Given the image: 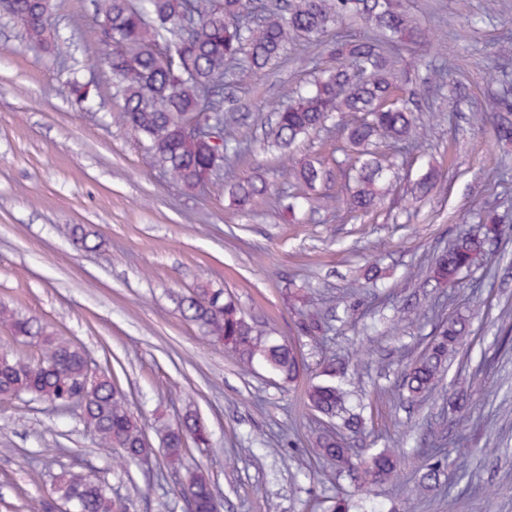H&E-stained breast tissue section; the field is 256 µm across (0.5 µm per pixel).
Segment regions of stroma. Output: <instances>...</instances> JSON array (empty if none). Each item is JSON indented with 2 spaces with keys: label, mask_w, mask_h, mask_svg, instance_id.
<instances>
[{
  "label": "stroma",
  "mask_w": 512,
  "mask_h": 512,
  "mask_svg": "<svg viewBox=\"0 0 512 512\" xmlns=\"http://www.w3.org/2000/svg\"><path fill=\"white\" fill-rule=\"evenodd\" d=\"M429 30L426 45L398 63L405 87L424 105L432 128L422 153L398 155L399 179L378 212L354 217L313 206L283 213L277 199L238 208L225 192L238 177L261 174L281 194L294 191L289 171L302 161L341 160L346 144L334 127L311 132L290 151L260 141L272 109L327 66L322 47L290 42L280 64L236 90V121L250 154L231 161L201 189L169 182L143 140L117 118L108 75L96 65L99 22L92 0H56L47 28L62 50L28 44L22 27L0 16V303L47 323L84 348L94 367L115 375L152 446L163 427L196 412L210 433L191 447L182 472L161 474L158 456L124 465L97 453L77 412H56L21 397L0 401V512H42L57 475L94 471L151 512L169 493V512H184L173 490L183 473L209 474L221 512H325L331 498L353 496L356 512H512V346L497 339L498 315L512 310V146L474 121L512 61L499 54L512 32V0H402ZM448 61L442 88L427 82L435 57ZM94 81L99 104L87 109L67 83ZM442 186L414 200L427 169ZM505 216L495 246L504 264H475L459 286L428 274L431 256L481 229L489 205ZM81 224L94 245H77ZM360 279V296L347 285ZM223 288L246 316L297 347L304 370L285 385L262 368L246 373L180 313L176 298ZM323 309L328 329L299 336L302 307ZM470 316L475 337L452 355L449 371L421 404L401 397L403 371L431 336L436 317ZM349 361L344 384L367 406L357 448L406 437L401 476L356 495L335 466L307 448L321 420L306 400L310 382L332 361ZM470 389L465 417L448 399ZM441 417L448 482L409 508L406 489L421 463L423 423Z\"/></svg>",
  "instance_id": "35a3bbf8"
}]
</instances>
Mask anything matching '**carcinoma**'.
<instances>
[{
	"label": "carcinoma",
	"instance_id": "cac0c4a2",
	"mask_svg": "<svg viewBox=\"0 0 512 512\" xmlns=\"http://www.w3.org/2000/svg\"><path fill=\"white\" fill-rule=\"evenodd\" d=\"M93 2L95 14L101 18L97 63L109 73L119 100L118 119L148 141L155 164L184 188L199 186L201 173L212 166L216 154L241 158L249 151L238 131L228 124L220 130L221 143L211 144L185 138V121L203 111L223 120L224 113L231 111L234 90L278 61L289 42L316 40L346 21L359 25L361 31L327 47L333 65L321 70L313 87L297 93L292 104L274 110L270 139L273 146L288 149L309 132L325 127L333 113L348 114L352 122L346 124L344 132L351 153L336 166L343 165L355 175L351 183L337 186L336 193H319L317 186L332 182V169L323 159L306 161L293 172L296 188L288 209L314 199L326 205L337 202L350 213H368L392 187L390 174L372 151L376 141L391 140L412 151H421L429 144V128L415 116L417 103L414 97L404 95L393 72L398 52L425 42L427 33L395 0H282L276 8L260 0ZM191 5L196 22L186 34L182 20ZM55 8V0L5 3L6 16L26 20L23 29L34 47L44 45L47 23ZM500 82L502 92L488 97L484 111L496 119V140L507 144L512 142V74L502 72ZM268 191V183L258 175L245 176L230 187L233 200L242 206ZM498 221L497 209L487 210L485 237L456 238L432 260L431 277L453 287L459 274L478 260L488 268L499 266L504 255L485 243V239L498 235ZM179 309L213 343L233 352L242 369L249 370L258 363L285 384L299 378L302 362L296 348L260 331L224 289H197L183 296ZM0 326L39 347L34 360L0 356L1 400L28 395L60 405L80 390L88 368L83 349L5 304L0 305ZM324 332L320 310L307 313L298 324L301 336ZM471 334L466 318L437 321L426 346L405 367L401 388L407 401H420L432 391L446 370L448 354ZM344 374V364L331 363L323 378L308 387L310 408L330 422L340 420L338 429L316 434L309 452L335 462L339 470L352 475L359 491L369 493L396 476V449L403 442L394 438L382 448H365L357 460H352L345 433H363L366 422L362 414L346 407L350 393L343 386ZM79 419L106 456L118 450L127 462L135 463L154 452L111 374L103 376L93 398L80 408ZM190 435L196 446L208 444V430L193 413L185 414L179 425L165 431L162 455L169 467L181 465ZM441 462L438 449L426 455L409 501L436 487ZM174 493L185 501L187 512H218L214 486L202 472L179 484ZM57 501L71 504L78 512L132 510L129 499L115 495L110 484L91 474L62 473L55 486V501L44 503L42 512H55Z\"/></svg>",
	"mask_w": 512,
	"mask_h": 512
}]
</instances>
